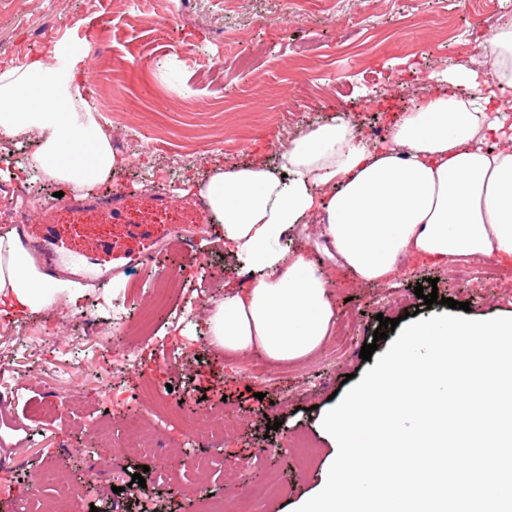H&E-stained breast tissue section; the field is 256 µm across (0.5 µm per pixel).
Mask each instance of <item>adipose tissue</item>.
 <instances>
[{
	"instance_id": "adipose-tissue-1",
	"label": "adipose tissue",
	"mask_w": 512,
	"mask_h": 512,
	"mask_svg": "<svg viewBox=\"0 0 512 512\" xmlns=\"http://www.w3.org/2000/svg\"><path fill=\"white\" fill-rule=\"evenodd\" d=\"M491 72L462 67L403 112L385 144L370 145L345 117L314 125L275 164L217 162L196 188L255 279L208 312L225 353L299 364L332 336L329 280L306 249L281 241L319 222L323 247L363 284L383 283L403 259L512 260V15L484 40ZM85 57L55 48L0 68V150L34 139L28 169L85 189L111 179L112 137L79 95ZM78 283L46 280L32 257L0 236V300L35 313L74 298Z\"/></svg>"
}]
</instances>
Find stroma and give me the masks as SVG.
<instances>
[{"instance_id": "1", "label": "stroma", "mask_w": 512, "mask_h": 512, "mask_svg": "<svg viewBox=\"0 0 512 512\" xmlns=\"http://www.w3.org/2000/svg\"><path fill=\"white\" fill-rule=\"evenodd\" d=\"M483 0H0V67L27 56L50 57L58 46L86 55L82 97L99 111L112 135L118 164L111 181L88 199L122 193L125 222L86 219L80 232L58 225L40 241L36 262L52 260L60 276L83 284L84 295L36 314L0 304V388L13 394L0 403V462L11 471V490L0 512H42L62 486L79 488L76 512H140L134 498L114 493L143 473L160 512H200L204 501L230 505L252 501L254 512H294L329 467L336 441L321 425L329 395L346 393V375H364L363 343L374 340L379 316L420 318L448 313L425 306L414 289L468 303L470 318L512 317V292L495 288L500 264L459 261L465 277L413 258L397 278L355 284L323 247L292 238L289 249L307 247L313 266L330 275L337 324L311 359L271 363L268 375L253 371L255 356L233 357L213 345L205 313L225 293L247 288L243 258L224 247L218 223L196 224L181 200L193 196L214 160L224 164L273 161L277 145L311 125L345 114L361 133L388 129L402 112L424 100L431 78L468 62L492 30ZM92 32L94 43L79 39ZM242 38L249 68L225 60V38ZM29 143L0 157V216L35 219L46 206H67L74 190L39 179L25 169ZM169 197L147 226L149 240L130 237L136 207L147 197ZM180 226L190 245L159 246ZM107 239L110 254L96 244ZM152 251L151 263L140 260ZM189 277L155 308L156 278L177 270ZM151 310L154 337L125 338L127 324ZM95 321L87 335L84 319ZM122 335L133 361H109L108 337ZM377 341V340H374ZM386 352L389 340L377 341ZM121 402L112 404L104 388ZM189 395L195 413L177 408ZM235 420L231 441H215V416ZM107 420L111 439L95 426ZM143 423L154 435L151 451L122 456L125 428ZM278 430H271V423ZM312 458L302 463L296 440ZM206 455L209 470L194 459ZM169 460L179 484L160 480L156 467Z\"/></svg>"}]
</instances>
